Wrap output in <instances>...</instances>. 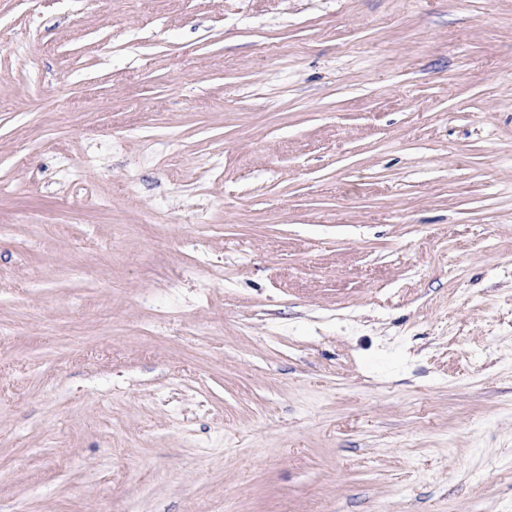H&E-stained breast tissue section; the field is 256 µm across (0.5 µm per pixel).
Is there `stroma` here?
<instances>
[{
    "mask_svg": "<svg viewBox=\"0 0 512 512\" xmlns=\"http://www.w3.org/2000/svg\"><path fill=\"white\" fill-rule=\"evenodd\" d=\"M0 512H512V0H0Z\"/></svg>",
    "mask_w": 512,
    "mask_h": 512,
    "instance_id": "1",
    "label": "stroma"
}]
</instances>
